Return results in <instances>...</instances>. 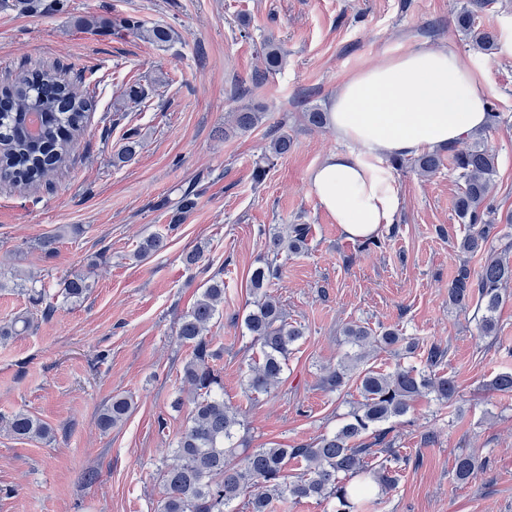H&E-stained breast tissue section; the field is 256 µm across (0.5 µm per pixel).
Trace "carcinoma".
<instances>
[{
    "mask_svg": "<svg viewBox=\"0 0 512 512\" xmlns=\"http://www.w3.org/2000/svg\"><path fill=\"white\" fill-rule=\"evenodd\" d=\"M492 0H467L456 17L460 30L483 54L498 49L499 34L494 29L478 28L475 18ZM127 30L138 31L151 43L162 46L177 37L166 25L144 27L129 17L120 22ZM264 72L277 71L282 63L274 39L262 47ZM93 109V96L82 92L55 67L28 70L15 76L0 93V182L18 189L31 188L65 165L81 135L87 113ZM488 122L468 133L461 141L428 151L410 162L395 158L396 166L410 165L422 176L437 172L443 159L456 174L460 191L455 212L467 231L456 243L462 260L448 284V304L463 311L474 308L481 335L497 333L495 313L512 283V262L495 249L500 239L498 225L512 224V212L501 214L494 207L492 190L497 170V154L488 145L490 132L500 123L495 104L487 106ZM263 113L242 107L233 113V125L248 131L257 127ZM293 141L286 133L270 140L268 156L281 157L291 150ZM200 193L195 185L180 189L177 199L165 197L156 207L172 213L170 223H181L198 205ZM310 226L290 224L286 233L269 236L264 260L251 274L250 284L256 300L244 318L251 344L258 347L259 362L248 366L244 376L247 393L269 394L281 382L295 345L305 335L304 327L288 320V315L268 293L279 279L278 257L284 252L298 253L307 243ZM165 247L164 238L149 235L133 253L141 262ZM482 256L476 272L468 264L471 256ZM93 288L90 276L76 273L65 280L63 294L78 302ZM224 280L212 276L202 285L200 296L180 319L177 338L189 348L182 362V387L171 402L175 410L190 406L188 420L176 439L173 463L157 468L162 495L156 512H224L237 499H243L246 512H269L273 501L299 503L307 499L334 500L336 512H367L374 502L371 484L388 492L396 487L397 477L388 463L404 459L401 450L387 441L383 424L405 416L418 398L431 395L442 405L456 400L458 387L452 377L432 373L441 364L444 350L437 343L424 345L418 339L401 335L394 328L374 332L365 323L354 322L342 330L344 343L354 349L334 365L323 368L320 385L330 393L342 391L357 382L359 399L332 433L294 448L273 444L266 448H243L237 434L244 427L243 414L224 403V388L216 361L223 351L207 336L213 321L223 315ZM33 321L20 316L0 325V340H7L32 327ZM374 346L394 356L422 352L425 365L398 366L380 372L366 366L365 348ZM133 409L125 394L112 396L98 419L104 432L122 423ZM8 431L20 438L47 439L51 429L32 415L18 411L0 417ZM294 461L300 472L288 473ZM483 468L479 456L463 453L456 457L454 476L465 484Z\"/></svg>",
    "mask_w": 512,
    "mask_h": 512,
    "instance_id": "1",
    "label": "carcinoma"
}]
</instances>
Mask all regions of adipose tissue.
<instances>
[{
    "mask_svg": "<svg viewBox=\"0 0 512 512\" xmlns=\"http://www.w3.org/2000/svg\"><path fill=\"white\" fill-rule=\"evenodd\" d=\"M493 91L485 67L450 51L400 52L350 75L327 114L346 147L328 153L312 171L313 195L346 237L376 235L393 224L400 208L385 161L483 127Z\"/></svg>",
    "mask_w": 512,
    "mask_h": 512,
    "instance_id": "ef3b65f1",
    "label": "adipose tissue"
}]
</instances>
